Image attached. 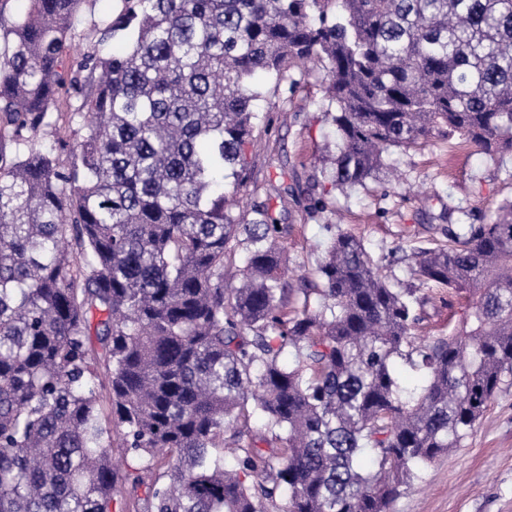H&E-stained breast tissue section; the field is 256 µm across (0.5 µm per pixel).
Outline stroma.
Here are the masks:
<instances>
[{"label":"stroma","instance_id":"obj_1","mask_svg":"<svg viewBox=\"0 0 512 512\" xmlns=\"http://www.w3.org/2000/svg\"><path fill=\"white\" fill-rule=\"evenodd\" d=\"M119 8L118 0H83L74 26L85 37V54L117 51V43L91 37L90 31ZM263 93L257 103L258 142L239 196L243 204L265 200L281 212L288 226L281 244L290 277L316 264L328 238L326 227L336 222L362 241L383 276L413 283L408 263L392 262V249L444 243L441 224L485 223L498 202L512 197V153L491 161L474 146L436 135L420 148L393 151V177L345 194L331 192L333 213L307 217L312 163L334 145L318 108L324 86L313 72L294 88L276 90L264 83ZM420 293L428 299L422 335H447L462 317L464 300L433 284L422 285ZM391 512H512V387L495 395L461 447L421 470Z\"/></svg>","mask_w":512,"mask_h":512}]
</instances>
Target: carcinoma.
Listing matches in <instances>:
<instances>
[{
  "instance_id": "cac0c4a2",
  "label": "carcinoma",
  "mask_w": 512,
  "mask_h": 512,
  "mask_svg": "<svg viewBox=\"0 0 512 512\" xmlns=\"http://www.w3.org/2000/svg\"><path fill=\"white\" fill-rule=\"evenodd\" d=\"M28 2L0 0V512H126L120 484L143 512H390L512 386V199L412 252L465 300L446 336L416 335L420 289L341 229L294 284L288 225L238 211L253 78L321 65L316 186L435 134L495 161L512 0H120L95 32L124 50L73 69L83 0ZM65 89L83 135L62 163L36 138Z\"/></svg>"
}]
</instances>
